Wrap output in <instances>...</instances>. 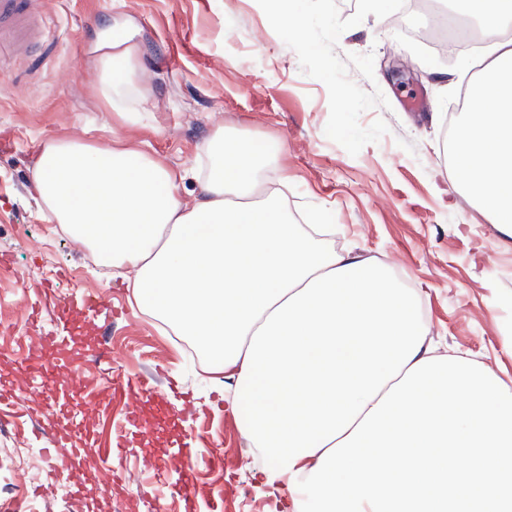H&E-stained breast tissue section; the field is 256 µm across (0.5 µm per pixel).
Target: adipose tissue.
I'll return each instance as SVG.
<instances>
[{
	"label": "adipose tissue",
	"mask_w": 512,
	"mask_h": 512,
	"mask_svg": "<svg viewBox=\"0 0 512 512\" xmlns=\"http://www.w3.org/2000/svg\"><path fill=\"white\" fill-rule=\"evenodd\" d=\"M492 52L450 136L453 189L512 236V0H455ZM132 18L90 44L95 93L128 125L141 45ZM283 147L257 152L244 128L215 127L199 192L140 145L34 147L31 194L104 265L127 270L137 303L190 336L234 383L239 430L267 463L262 482L291 502L288 481L346 438L412 365L433 356L421 296L362 251L329 247L334 228L288 214Z\"/></svg>",
	"instance_id": "ef3b65f1"
}]
</instances>
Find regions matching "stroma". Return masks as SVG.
Here are the masks:
<instances>
[{"mask_svg":"<svg viewBox=\"0 0 512 512\" xmlns=\"http://www.w3.org/2000/svg\"><path fill=\"white\" fill-rule=\"evenodd\" d=\"M299 31L274 27L255 0H48V36L32 56L0 57V380L18 389L0 403V457L34 448L27 472L0 471V503L23 481L41 512H73L70 480L46 455L71 440L105 460L126 481L105 484L86 468L89 503H135V512H182L141 498L151 459L175 457L186 442L221 454L224 465H194L196 486L211 496L197 512H286L260 484L258 467H237L251 454L236 423L234 393L220 386L204 355L186 360L171 330L137 306L124 273L88 264L87 249L51 224L30 194L31 152L43 139L68 137L92 146L130 137L176 170L196 167L216 124L243 127L263 148L285 143L288 211L306 222L318 206L335 225L336 248L359 247L391 265L424 299L429 338L440 352L470 351L512 383V239L489 224L451 186L448 112L477 73L480 58L429 53L388 19L399 0H292ZM135 17L143 45L144 85L154 105L127 126L95 95L87 42L121 16ZM409 71L388 73L392 57ZM53 281L78 328L57 321L41 290ZM105 297L83 306L84 293ZM110 326L109 359L65 366L73 396L56 415L52 436L38 430L58 392L28 385L27 347L18 337L42 332L67 340L94 338ZM146 376L164 393L166 412L139 405L128 380ZM153 418L113 447L131 411Z\"/></svg>","mask_w":512,"mask_h":512,"instance_id":"35a3bbf8","label":"stroma"}]
</instances>
